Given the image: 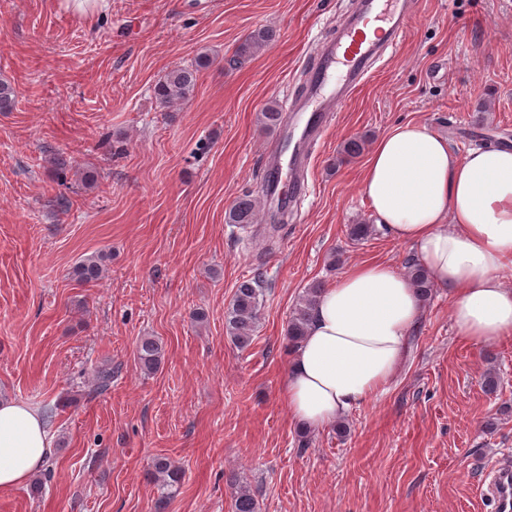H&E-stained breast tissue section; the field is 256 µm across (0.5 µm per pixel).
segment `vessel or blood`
<instances>
[{
  "label": "vessel or blood",
  "instance_id": "1",
  "mask_svg": "<svg viewBox=\"0 0 512 512\" xmlns=\"http://www.w3.org/2000/svg\"><path fill=\"white\" fill-rule=\"evenodd\" d=\"M413 7L414 0H359L358 10L346 16L335 37L319 47L300 101L288 113V135L294 140L289 206H297L306 196V148L318 143L341 105L369 77L374 64L386 52L400 47ZM491 474L487 492L495 512H512V468L496 465Z\"/></svg>",
  "mask_w": 512,
  "mask_h": 512
}]
</instances>
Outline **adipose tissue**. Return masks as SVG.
<instances>
[{"label": "adipose tissue", "mask_w": 512, "mask_h": 512, "mask_svg": "<svg viewBox=\"0 0 512 512\" xmlns=\"http://www.w3.org/2000/svg\"><path fill=\"white\" fill-rule=\"evenodd\" d=\"M361 191L388 237L409 246L433 287L448 290L460 340L512 338V149L458 154L423 123L393 127L374 144ZM423 299L384 262L351 266L325 288L291 354L282 398L293 424L333 427L394 380ZM52 438L33 406L0 398V489L25 485L47 463Z\"/></svg>", "instance_id": "adipose-tissue-1"}]
</instances>
